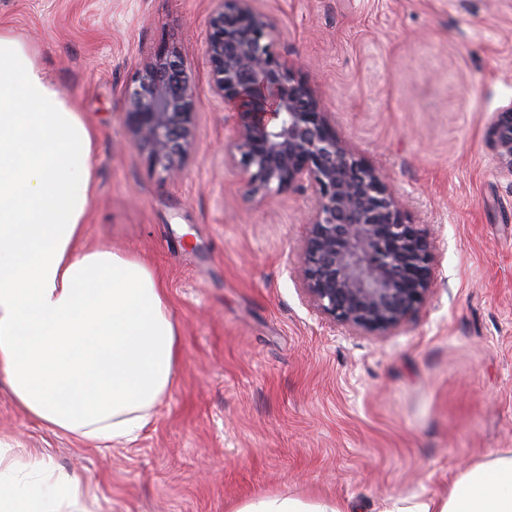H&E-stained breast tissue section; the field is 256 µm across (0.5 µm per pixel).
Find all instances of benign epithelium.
Returning a JSON list of instances; mask_svg holds the SVG:
<instances>
[{
    "instance_id": "1",
    "label": "benign epithelium",
    "mask_w": 512,
    "mask_h": 512,
    "mask_svg": "<svg viewBox=\"0 0 512 512\" xmlns=\"http://www.w3.org/2000/svg\"><path fill=\"white\" fill-rule=\"evenodd\" d=\"M223 0L208 23L214 94L232 112L230 159L246 195L308 190L298 287L324 317L366 333L408 320L433 285L430 233L404 221L386 176L336 135L313 89L272 50L269 17ZM127 124L149 166L177 177L195 141L198 107L178 48L159 43L125 92ZM501 174L512 180V103L486 132Z\"/></svg>"
}]
</instances>
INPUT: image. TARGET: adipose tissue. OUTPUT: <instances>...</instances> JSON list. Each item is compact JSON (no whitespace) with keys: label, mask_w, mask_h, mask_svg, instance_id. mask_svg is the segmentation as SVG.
I'll use <instances>...</instances> for the list:
<instances>
[{"label":"adipose tissue","mask_w":512,"mask_h":512,"mask_svg":"<svg viewBox=\"0 0 512 512\" xmlns=\"http://www.w3.org/2000/svg\"><path fill=\"white\" fill-rule=\"evenodd\" d=\"M96 132L11 29L0 28V380L53 431L137 440L174 382L179 329L148 264L83 244ZM88 512L82 483L0 441V512ZM237 512H348L332 497L259 495ZM382 512H512V449L445 495Z\"/></svg>","instance_id":"adipose-tissue-1"}]
</instances>
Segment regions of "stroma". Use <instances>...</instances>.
Masks as SVG:
<instances>
[{"instance_id":"1","label":"stroma","mask_w":512,"mask_h":512,"mask_svg":"<svg viewBox=\"0 0 512 512\" xmlns=\"http://www.w3.org/2000/svg\"><path fill=\"white\" fill-rule=\"evenodd\" d=\"M338 137L435 240L434 283L399 327L358 333L297 288L307 192L244 195L205 39L222 0H0L97 130L84 244L145 261L180 330L173 386L138 440L99 450L28 417L0 384V437L82 479L90 512H235L331 496L357 512L446 493L512 448V180L485 143L512 103V0H253ZM199 97L183 174L132 144L125 92L161 41Z\"/></svg>"}]
</instances>
